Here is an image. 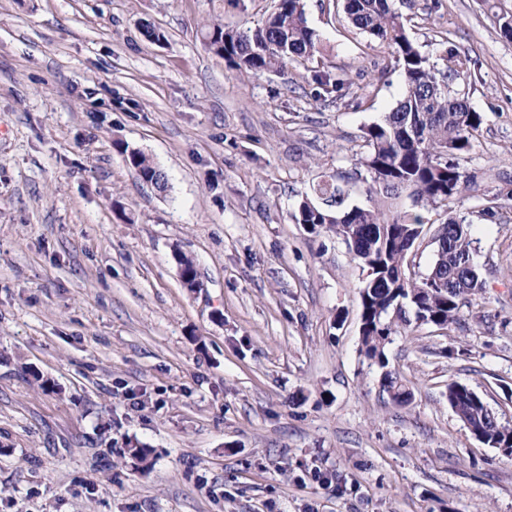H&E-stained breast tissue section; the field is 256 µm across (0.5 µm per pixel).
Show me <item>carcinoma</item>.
I'll return each mask as SVG.
<instances>
[{
	"label": "carcinoma",
	"mask_w": 512,
	"mask_h": 512,
	"mask_svg": "<svg viewBox=\"0 0 512 512\" xmlns=\"http://www.w3.org/2000/svg\"><path fill=\"white\" fill-rule=\"evenodd\" d=\"M344 11L356 28L395 49L405 77L397 105L365 131L367 153L362 163L372 174L369 193L391 196L409 190L417 199L450 212L440 249L426 272L433 277L431 287L438 289L435 299L421 298V280L407 274L408 257L423 232L420 216L390 214L382 200L369 208H348L344 202L349 185L335 180L318 184L314 192L319 203L305 199L294 214L295 222L309 233L335 234L356 263L376 269L375 278L367 279L360 289L368 325L362 344L383 365L384 346L394 333L390 313L395 311L400 318L410 309L416 320L447 329L457 322L465 300L484 288L476 266L460 263L461 258L472 257V240L463 220L451 215L471 190L461 162L467 159L482 117L448 87V79L464 72L466 61L450 55L443 70L431 64L410 40L391 0H344ZM203 39L209 52L240 75L282 74L289 64L310 60L319 52L304 0H275L274 11L254 29L205 24ZM123 151L133 167L158 176L156 190H166L165 175L150 157L127 145ZM457 387V382L448 384V402L462 396L469 401L461 412L471 431L483 434L492 444L512 448V427L488 417L480 394L462 395Z\"/></svg>",
	"instance_id": "carcinoma-1"
}]
</instances>
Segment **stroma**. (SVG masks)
<instances>
[{
	"instance_id": "1",
	"label": "stroma",
	"mask_w": 512,
	"mask_h": 512,
	"mask_svg": "<svg viewBox=\"0 0 512 512\" xmlns=\"http://www.w3.org/2000/svg\"><path fill=\"white\" fill-rule=\"evenodd\" d=\"M305 3L319 54L253 76L201 29L256 27L274 0H0V512H512V457L448 404L459 382L512 426V200L455 209L485 283L458 328L403 325L387 367L367 358L358 264L293 213L330 178L370 206L364 132L404 77L341 0ZM393 6L430 62L467 58L465 174L512 191V0ZM388 205L424 216L426 273L446 213ZM123 151L127 155V158L130 164L136 168H140L142 171L149 172L151 171L153 175L159 176L157 181L155 182V188L159 192H164L167 188L166 179L163 172L157 167V165L144 154L142 151L138 149H130L128 145H123ZM156 173V174H155Z\"/></svg>"
}]
</instances>
